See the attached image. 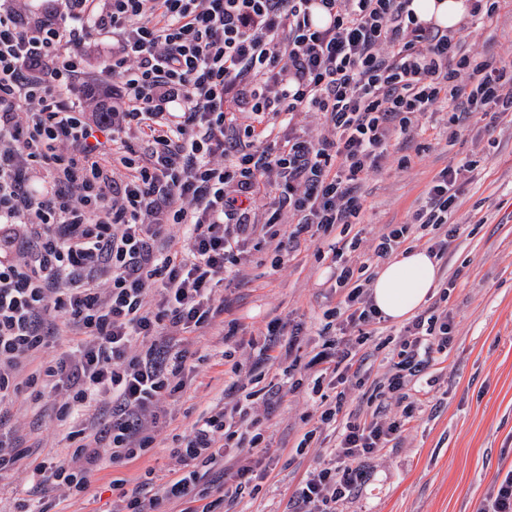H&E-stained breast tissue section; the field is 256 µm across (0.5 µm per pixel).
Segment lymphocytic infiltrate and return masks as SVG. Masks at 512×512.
Listing matches in <instances>:
<instances>
[{"instance_id":"f902f5d3","label":"lymphocytic infiltrate","mask_w":512,"mask_h":512,"mask_svg":"<svg viewBox=\"0 0 512 512\" xmlns=\"http://www.w3.org/2000/svg\"><path fill=\"white\" fill-rule=\"evenodd\" d=\"M64 2L28 14L0 8V413L26 390L35 401L53 397L59 423L86 416L99 426H73L66 457L40 462L0 439V477L28 467L37 487L82 497L101 458L119 466L152 449L157 403L182 392L196 369L183 339L223 313L216 288L254 228L285 255L352 223L359 185L418 115L451 111L453 137L484 108L512 112V61L471 54L461 31L418 21L412 0ZM104 38L112 87L85 84L84 99L99 101L88 112L70 93ZM309 112L323 115L332 137L298 129ZM468 170H441L411 224L376 237L374 256L399 253L415 225L437 231L430 254L443 256L458 233L449 218ZM273 172L282 184L268 202ZM174 224L184 237L171 234ZM364 275L354 262L334 273L345 294L331 315L342 329L362 333L381 321ZM65 336L71 348L42 359L50 338ZM451 342L447 311L415 316L378 399L420 383ZM299 343L298 330L279 321L251 341L285 362L295 388L309 376L290 359ZM314 362L331 366L339 389L298 446L327 428L337 438L288 512H337L367 481V459L414 419L408 406L394 419L345 413L353 344L327 341ZM312 379L318 387L324 376ZM241 390L232 384L224 407L179 439L171 450L179 466L164 481L148 477L130 490L112 480L117 512H226L251 490L264 434ZM243 447L234 488L210 478L227 449Z\"/></svg>"}]
</instances>
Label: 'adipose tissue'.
I'll list each match as a JSON object with an SVG mask.
<instances>
[{
	"label": "adipose tissue",
	"mask_w": 512,
	"mask_h": 512,
	"mask_svg": "<svg viewBox=\"0 0 512 512\" xmlns=\"http://www.w3.org/2000/svg\"><path fill=\"white\" fill-rule=\"evenodd\" d=\"M419 20L458 28L467 15L465 0H413ZM437 265L426 251H413L382 266L372 285V300L384 317L401 321L412 316L436 285Z\"/></svg>",
	"instance_id": "ef3b65f1"
}]
</instances>
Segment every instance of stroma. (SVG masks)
Segmentation results:
<instances>
[{
  "label": "stroma",
  "mask_w": 512,
  "mask_h": 512,
  "mask_svg": "<svg viewBox=\"0 0 512 512\" xmlns=\"http://www.w3.org/2000/svg\"><path fill=\"white\" fill-rule=\"evenodd\" d=\"M471 53L512 59V0H504L492 24L465 31ZM445 112L419 116L412 139H393L384 168L359 187L363 210L357 223L339 225L314 237L284 259L255 233L235 267L237 282L217 290L224 300L221 322L201 330L193 341L205 360L189 375L183 392L166 398L161 409L166 424L152 451L121 467L102 463L91 475L88 495L72 497L61 488L46 487L51 512H110L112 479L138 481L146 470L156 475L175 468L169 450L177 436L189 432L198 416L219 403L231 383L264 387L280 383L283 367L268 361L253 371L257 352L252 336L281 320L301 325L304 338L294 355L308 364L335 334L327 310L343 297L331 278L342 260L373 261L375 238L387 225L411 221L434 176L448 164L473 163L460 189L451 223L459 234L438 261V280L429 302L445 301L453 321V342L430 368L436 383L428 395L410 393L416 419L399 438L368 461V481L345 503L344 512H477L491 481L512 469V115L471 122L456 137L448 135ZM350 243L335 257L332 242ZM401 322L378 324L373 336L358 347L363 360L361 383L347 395L348 409L372 416L378 406L372 393L390 367V337ZM239 372H232V365ZM335 397L323 386L289 392L275 408L263 396L253 399L268 446L265 463L271 473L259 491L244 498L241 512H284L289 497L309 471L326 459L333 438L297 452L307 429L317 425L321 396ZM49 405L19 399L9 420L0 425L36 456L60 455L68 442L65 429L48 423Z\"/></svg>",
  "instance_id": "obj_1"
}]
</instances>
